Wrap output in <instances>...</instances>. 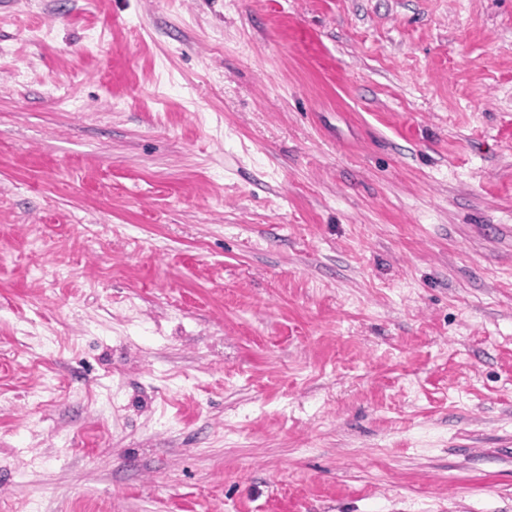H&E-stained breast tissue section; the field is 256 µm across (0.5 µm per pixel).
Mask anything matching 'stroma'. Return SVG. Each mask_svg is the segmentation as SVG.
Segmentation results:
<instances>
[{
	"mask_svg": "<svg viewBox=\"0 0 512 512\" xmlns=\"http://www.w3.org/2000/svg\"><path fill=\"white\" fill-rule=\"evenodd\" d=\"M0 512H512V0H0Z\"/></svg>",
	"mask_w": 512,
	"mask_h": 512,
	"instance_id": "obj_1",
	"label": "stroma"
}]
</instances>
